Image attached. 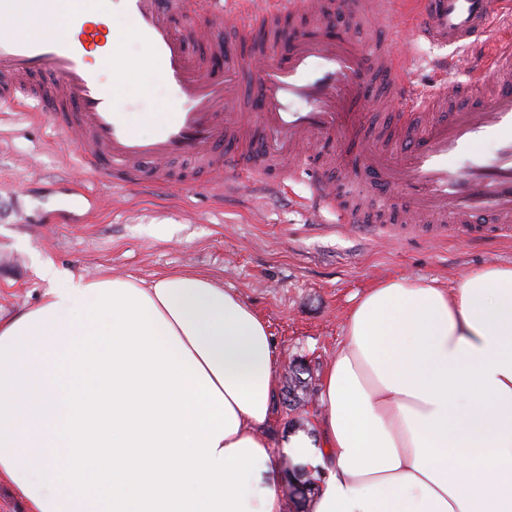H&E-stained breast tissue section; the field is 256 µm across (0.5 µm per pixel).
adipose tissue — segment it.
Wrapping results in <instances>:
<instances>
[{"instance_id":"obj_1","label":"adipose tissue","mask_w":512,"mask_h":512,"mask_svg":"<svg viewBox=\"0 0 512 512\" xmlns=\"http://www.w3.org/2000/svg\"><path fill=\"white\" fill-rule=\"evenodd\" d=\"M0 320V476L26 512H512V265L389 279L351 307L318 439L265 428L267 322L201 274L86 281L43 260Z\"/></svg>"}]
</instances>
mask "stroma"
<instances>
[{
  "mask_svg": "<svg viewBox=\"0 0 512 512\" xmlns=\"http://www.w3.org/2000/svg\"><path fill=\"white\" fill-rule=\"evenodd\" d=\"M169 93L148 67L129 70L115 100L139 134L141 115ZM309 191L248 186L225 194L175 184L157 191L112 185L81 172L47 117L0 105V317L36 306L46 288L39 262L51 258L77 277L152 282L194 271L233 289L269 324L281 372L267 428L272 445L313 431L323 372L347 314L368 288L417 276L454 287L470 269L512 264V239L420 231L376 239L347 228L339 211L315 217L300 207ZM301 360L313 379L304 404L288 407L286 366Z\"/></svg>",
  "mask_w": 512,
  "mask_h": 512,
  "instance_id": "1",
  "label": "stroma"
}]
</instances>
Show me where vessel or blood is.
<instances>
[{
  "label": "vessel or blood",
  "mask_w": 512,
  "mask_h": 512,
  "mask_svg": "<svg viewBox=\"0 0 512 512\" xmlns=\"http://www.w3.org/2000/svg\"><path fill=\"white\" fill-rule=\"evenodd\" d=\"M49 2L0 0V103L34 104L96 177L162 188L173 182L167 162L189 160L183 182L220 187L230 172L236 184L276 189L306 172L309 143L348 145L365 134L368 110L391 102L423 123H401L345 176L408 219L381 207L353 211V230L398 239L424 220L434 240L454 229L512 235V39L488 40L512 29V13L496 11L493 0H248L250 21L231 39L222 34L223 0H83L86 12L122 14L169 86L170 103L153 115L156 136L135 133L128 113L115 110L116 87L92 60L104 32L83 23L76 36H56ZM187 8L210 15L211 27L177 24ZM339 10L383 25L408 15L414 40L442 49L491 45L489 58L470 64L474 71L492 64L489 95L467 79L412 88V59L392 42L368 47L349 29L324 32ZM32 17L41 34L24 32ZM287 17L311 27L284 32ZM486 141L495 154L481 152ZM343 205L331 182L314 185L313 215Z\"/></svg>",
  "instance_id": "1"
}]
</instances>
